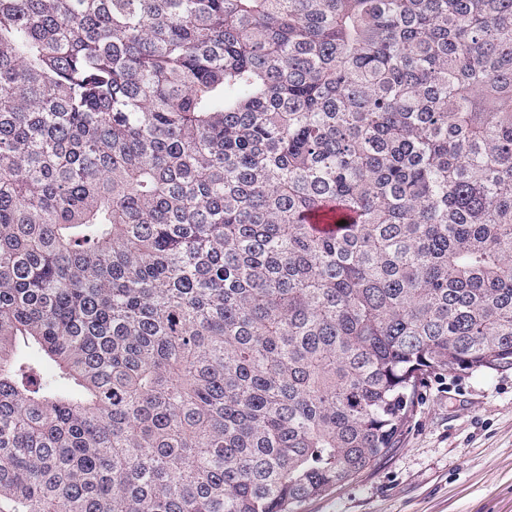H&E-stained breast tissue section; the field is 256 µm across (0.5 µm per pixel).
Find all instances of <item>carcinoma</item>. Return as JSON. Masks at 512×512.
Returning a JSON list of instances; mask_svg holds the SVG:
<instances>
[{"label": "carcinoma", "mask_w": 512, "mask_h": 512, "mask_svg": "<svg viewBox=\"0 0 512 512\" xmlns=\"http://www.w3.org/2000/svg\"><path fill=\"white\" fill-rule=\"evenodd\" d=\"M508 368L512 0H0V512H296Z\"/></svg>", "instance_id": "1"}]
</instances>
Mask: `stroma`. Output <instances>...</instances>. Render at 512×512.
Here are the masks:
<instances>
[{"label": "stroma", "mask_w": 512, "mask_h": 512, "mask_svg": "<svg viewBox=\"0 0 512 512\" xmlns=\"http://www.w3.org/2000/svg\"><path fill=\"white\" fill-rule=\"evenodd\" d=\"M299 512H512V370L429 383L400 448Z\"/></svg>", "instance_id": "35a3bbf8"}]
</instances>
